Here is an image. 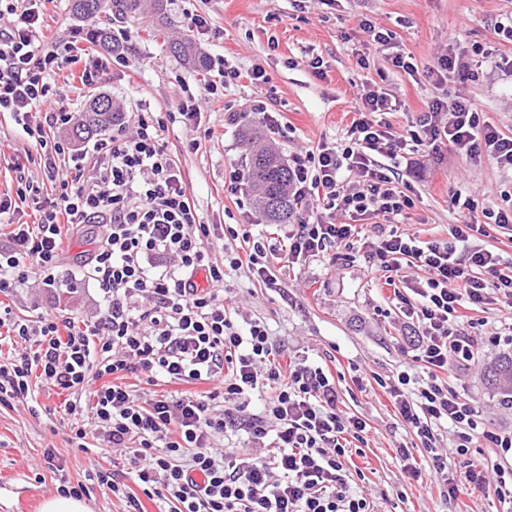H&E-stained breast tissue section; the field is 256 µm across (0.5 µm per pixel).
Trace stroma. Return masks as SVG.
Wrapping results in <instances>:
<instances>
[{
	"label": "stroma",
	"instance_id": "1",
	"mask_svg": "<svg viewBox=\"0 0 512 512\" xmlns=\"http://www.w3.org/2000/svg\"><path fill=\"white\" fill-rule=\"evenodd\" d=\"M69 4H47L46 39L60 46L73 42L86 53L100 55L99 47L81 38L89 20L74 17ZM168 13L172 31L179 35L188 33L190 13L223 31L220 39L195 40L209 58L205 72H195L169 53L154 34V19L143 15L113 22L127 49L121 63L110 64L99 83L74 88L62 71L54 80L73 112L105 93L121 100L125 111L164 113L175 111L179 83L202 86L221 81V69L238 71L239 79L224 88L223 99L204 105L191 121L171 124L165 134L204 223L248 221L267 234L276 230L254 209L248 180H240L236 191L228 189L230 172L246 170L241 140L245 130L259 126L249 114L257 100L278 120L280 131L268 141L286 162L318 142L344 141L358 110L357 93L366 84L400 100V110L386 116L395 134L408 135L418 113L439 96L447 101L466 98L503 135L512 137V43L494 31L498 21L512 15V0H336L329 6L321 0H172ZM365 19L392 32L390 46L377 47L361 25ZM450 48L465 54L487 49L492 58L478 77L455 76L439 86L427 70ZM396 51L412 56L415 74L392 66ZM360 54L366 56V66L357 65ZM315 58L322 63L318 74L310 66ZM256 66L265 71L267 83L257 86L248 79ZM230 112L239 113L236 123L227 122ZM208 127L220 133V140L203 139ZM193 139L199 140L198 149H188ZM29 147L10 115L0 113L1 196H14L17 190L16 165L38 170V163L27 159ZM396 179L414 201L406 222L426 241L447 239L448 227L459 214L454 193L467 197L478 212L500 206L503 195L512 193V171L493 157L470 160L447 147L414 154L409 165L398 167ZM95 247L94 226L71 229L63 239L60 261L66 287H24L7 297V304L24 319L48 314L78 324L93 322L100 295L89 278L87 260ZM224 296L238 326L263 321L287 353L328 365L340 394L339 408L368 424L364 454L354 459L361 474L351 486L372 500L378 512H512V505L492 492L469 491L448 500L427 470L424 449L414 451L421 481L404 471L397 450L413 446L415 438L395 416L384 385L403 372L410 375L412 387L421 385L425 373L413 358L418 330L406 323L392 287L368 274L365 251L331 249L282 268L273 285L234 271L226 279ZM459 313L477 346L472 361L454 368L456 391L482 410L487 429L510 431L512 409L502 408L482 379L488 363L512 352L511 342L496 338L500 307H463ZM68 397V391L39 387L31 394L40 405L38 412H30L23 401L0 405V512H40L44 499L56 496L63 485L82 486V499L91 512H126L125 496L113 495L99 482L102 472L114 473L127 494H139L124 459L108 448L88 453L72 442L63 418ZM48 449L56 455L53 470L44 461Z\"/></svg>",
	"mask_w": 512,
	"mask_h": 512
}]
</instances>
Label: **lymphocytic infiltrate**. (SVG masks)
Masks as SVG:
<instances>
[{
	"label": "lymphocytic infiltrate",
	"mask_w": 512,
	"mask_h": 512,
	"mask_svg": "<svg viewBox=\"0 0 512 512\" xmlns=\"http://www.w3.org/2000/svg\"><path fill=\"white\" fill-rule=\"evenodd\" d=\"M47 0H0V112L12 115L40 157L44 180L19 176L15 197H0V223L10 225V247L0 250V293L37 280L62 287L60 244L71 227L93 224L97 247L89 261L104 309L85 327L61 325L52 316L23 319L0 311V327L28 342L29 352L0 364V404L27 397L31 380L71 391L64 405L78 441L124 452L144 496L168 500L170 512H375L373 502L351 490L353 442H364L368 424L338 407L329 369L292 356L282 359L268 326L240 329L224 305L227 270H246L275 282L280 264L324 255L335 246L368 247L371 271L391 279L402 260L425 272L415 287L420 305L403 314L422 333L416 359L426 382L409 391L410 376L390 386L395 411L429 454L435 478L449 500L464 488L494 489L512 498V467L487 471L467 460L474 434L492 447L512 450V431L480 427L482 413L462 401L448 377L455 364L474 358V342L459 330L461 300L474 305L502 301L512 321V271L499 254L471 246L488 224L512 225V205L489 211L488 224L462 213L444 240H422L395 221L413 206L378 164L376 154L401 160L419 147L446 144L472 158L489 154L512 169V138L503 136L465 99L433 100L419 113L409 136L395 135L382 116L394 109L385 93L366 88L360 116L342 144L319 143L296 153L291 192L305 215L282 240L253 235L249 225L204 223L163 134L176 117L193 119L205 95L218 91L181 85L176 112L121 116L111 135L77 151L52 132L67 125L66 110L50 78L76 70L82 85L103 76V58L60 51L43 35ZM37 217L15 220L24 205ZM371 221L370 234L357 223ZM235 247L227 263L214 261L216 243ZM141 373L177 384L208 383L206 394L184 393L146 400L119 376ZM92 399H84L85 389ZM266 393L261 414L245 399ZM459 428L460 476L450 475L437 444V427ZM263 445L261 455L236 459L224 449L227 426Z\"/></svg>",
	"instance_id": "f902f5d3"
}]
</instances>
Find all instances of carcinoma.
Here are the masks:
<instances>
[{"mask_svg":"<svg viewBox=\"0 0 512 512\" xmlns=\"http://www.w3.org/2000/svg\"><path fill=\"white\" fill-rule=\"evenodd\" d=\"M167 0H71L70 11L80 19L96 18L97 24L87 29L85 40L104 51L120 56L125 51L122 38L112 31V16L123 18L151 13L158 24V35L163 37L169 51L184 63L199 71L207 69V59L188 37L173 36L167 30ZM116 111L112 99L106 95L93 97L67 135L79 145L112 126ZM243 144L248 159V180L255 188V209L268 224H289L297 217V200L290 190V168L278 152L262 144L254 133L244 135ZM485 384L498 393L506 405H512V355H503L485 367Z\"/></svg>","mask_w":512,"mask_h":512,"instance_id":"cac0c4a2","label":"carcinoma"}]
</instances>
